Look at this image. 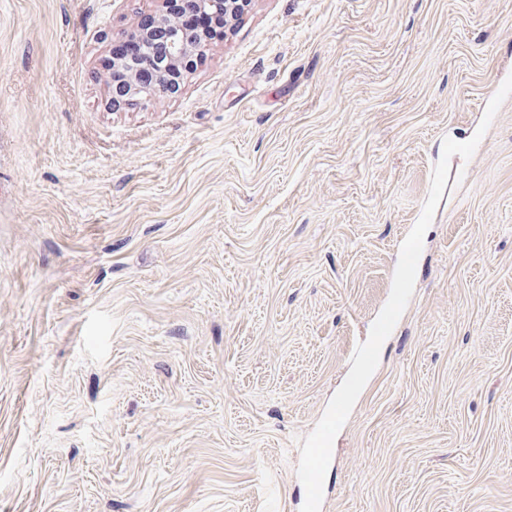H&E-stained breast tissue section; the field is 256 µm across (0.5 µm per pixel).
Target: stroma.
I'll return each mask as SVG.
<instances>
[{
  "mask_svg": "<svg viewBox=\"0 0 512 512\" xmlns=\"http://www.w3.org/2000/svg\"><path fill=\"white\" fill-rule=\"evenodd\" d=\"M159 6L0 0V512H286L378 331L322 512H512V0H251L114 106Z\"/></svg>",
  "mask_w": 512,
  "mask_h": 512,
  "instance_id": "obj_1",
  "label": "stroma"
}]
</instances>
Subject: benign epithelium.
Here are the masks:
<instances>
[{
  "mask_svg": "<svg viewBox=\"0 0 512 512\" xmlns=\"http://www.w3.org/2000/svg\"><path fill=\"white\" fill-rule=\"evenodd\" d=\"M170 0H161V8L153 14V24L165 30L167 38L166 59L155 62L145 71L135 60L108 56L103 62V72L112 87H120L129 100L152 98L172 93L181 84L187 61L200 56L211 46V40L202 32L205 21L213 14L222 13L232 17L239 3L248 0H195L198 16L194 30L182 24L167 8Z\"/></svg>",
  "mask_w": 512,
  "mask_h": 512,
  "instance_id": "obj_1",
  "label": "benign epithelium"
}]
</instances>
